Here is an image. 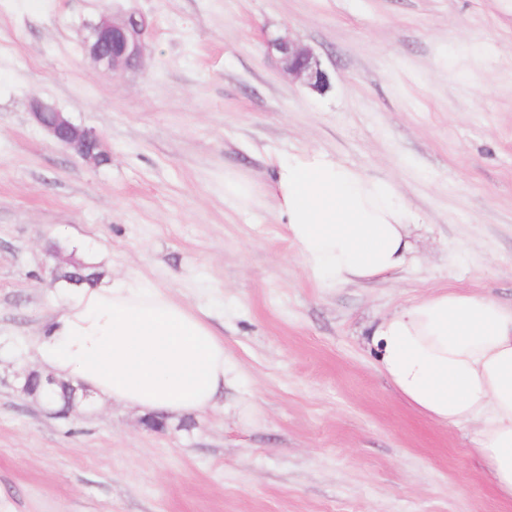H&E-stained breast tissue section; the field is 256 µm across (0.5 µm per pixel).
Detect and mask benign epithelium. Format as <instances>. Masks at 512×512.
Here are the masks:
<instances>
[{
	"label": "benign epithelium",
	"mask_w": 512,
	"mask_h": 512,
	"mask_svg": "<svg viewBox=\"0 0 512 512\" xmlns=\"http://www.w3.org/2000/svg\"><path fill=\"white\" fill-rule=\"evenodd\" d=\"M147 28L146 19L135 12L117 16L105 9L95 21L86 24L82 48L95 64L118 77L141 63L146 51ZM268 47L279 54L278 62L288 75L318 92L328 87V74L311 49L286 38L274 39L268 42ZM30 109L37 124L55 142L82 160L96 166L111 161L98 134L75 124L53 105L34 96ZM17 378L19 392L35 399L49 394L57 383L54 377H43L30 369L22 370Z\"/></svg>",
	"instance_id": "benign-epithelium-1"
}]
</instances>
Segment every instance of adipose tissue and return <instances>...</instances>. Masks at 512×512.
Returning a JSON list of instances; mask_svg holds the SVG:
<instances>
[{
    "label": "adipose tissue",
    "mask_w": 512,
    "mask_h": 512,
    "mask_svg": "<svg viewBox=\"0 0 512 512\" xmlns=\"http://www.w3.org/2000/svg\"><path fill=\"white\" fill-rule=\"evenodd\" d=\"M271 198L295 257L316 280L348 284L404 269L414 215L391 182L319 150L279 157L264 188L224 184L238 207ZM380 371L412 409L472 429L498 494L512 501V305L442 288L373 330ZM41 369L93 400L180 415L215 409L226 378L224 339L170 293L130 278L67 288L34 339Z\"/></svg>",
    "instance_id": "adipose-tissue-1"
}]
</instances>
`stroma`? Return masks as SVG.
Masks as SVG:
<instances>
[{"mask_svg":"<svg viewBox=\"0 0 512 512\" xmlns=\"http://www.w3.org/2000/svg\"><path fill=\"white\" fill-rule=\"evenodd\" d=\"M148 22L139 67L82 49L103 6ZM311 48L316 92L268 39ZM40 96L103 139L95 166L32 119ZM321 150L396 183L414 261L326 287L263 185ZM169 290L224 337L214 410L143 424L99 404L50 416L16 389L58 298L52 243ZM440 288L512 302V0H0V512H512L471 430L414 411L370 335Z\"/></svg>","mask_w":512,"mask_h":512,"instance_id":"stroma-1","label":"stroma"}]
</instances>
